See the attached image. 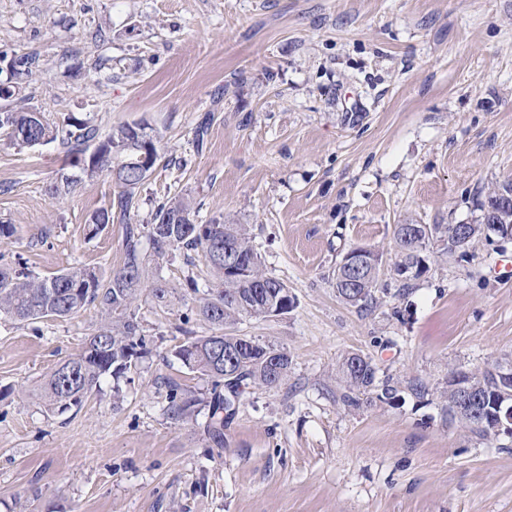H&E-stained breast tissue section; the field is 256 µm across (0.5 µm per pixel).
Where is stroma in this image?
<instances>
[{"mask_svg":"<svg viewBox=\"0 0 512 512\" xmlns=\"http://www.w3.org/2000/svg\"><path fill=\"white\" fill-rule=\"evenodd\" d=\"M1 50L38 58L23 108L156 134L133 223L180 195L198 222L247 225L295 305L235 325L292 364L280 386L246 389L220 448L207 405L182 421L166 398L169 378L210 392L175 355L209 332L200 256L150 263L171 290L136 309L155 352L76 413L34 390L99 309L0 318V512H512V437L456 428L434 395L344 406L337 373L361 351L380 376L438 387L449 367L512 360V238L489 232L462 261L431 253L409 295L370 312L331 283L351 249L393 262L395 225L479 223L512 182V0H0ZM63 174L79 181L52 197ZM116 194L60 142L0 137V224L15 227L0 263L111 276L122 226L89 222Z\"/></svg>","mask_w":512,"mask_h":512,"instance_id":"stroma-1","label":"stroma"}]
</instances>
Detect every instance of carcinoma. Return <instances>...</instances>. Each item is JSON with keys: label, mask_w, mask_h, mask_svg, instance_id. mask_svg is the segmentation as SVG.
Here are the masks:
<instances>
[{"label": "carcinoma", "mask_w": 512, "mask_h": 512, "mask_svg": "<svg viewBox=\"0 0 512 512\" xmlns=\"http://www.w3.org/2000/svg\"><path fill=\"white\" fill-rule=\"evenodd\" d=\"M18 64V84L33 80L37 58L23 54L18 56ZM0 134L20 149L58 140L77 163L88 144L97 141L98 157L83 161L81 171L89 178L106 171L120 188L117 207L95 212L90 221V233L95 235L115 220L125 225L123 265L110 279L104 280L85 267L40 276L19 264H0V315L19 321L58 319L93 305L104 316L78 353L61 361L44 378L41 395L46 405L61 411L78 409L100 387L101 379L110 376L117 381L152 354L153 341L144 334L132 308L146 293L158 302L166 301L169 289L157 282L146 288L149 255L159 258L177 249L192 251L203 258L217 279L198 305V315L209 324L211 333L189 339L178 347L176 356L190 370L209 379L212 422L208 435L217 447H224L222 413L234 414L235 402L251 386H280L291 366L285 349L238 336L231 330L242 317L277 316L293 306L287 285L261 268L248 229L217 218L201 224L194 218L189 202L179 196L158 204L151 223H130L136 189L150 172L133 159L146 154L154 165L160 158L157 139L142 126L121 125L102 139L89 120L72 113L60 122H50L40 112H1ZM416 228L420 232L416 240L406 236L403 224L395 225L393 231L396 257L390 272L402 281L405 291L410 289L411 281L428 270L432 242L439 243L443 253L463 258L485 235L483 223L471 225L465 241L455 238L452 224H418ZM145 241L149 243L148 252L143 247ZM226 249L234 255L232 269L224 266ZM383 263V254L375 252L370 261L354 271L336 266L333 281L338 296L364 310L378 305L376 292ZM502 364L495 360L469 371L448 370V381L439 391V398L451 424L484 439L499 437L478 415L456 409L454 384L458 376H464L490 408L506 394L498 376ZM339 373L345 389L341 399L349 407L359 406L364 396L387 403L400 399L399 383L378 379L376 365L363 353L345 354ZM165 386L172 416H189L198 399L176 380H167Z\"/></svg>", "instance_id": "1"}]
</instances>
